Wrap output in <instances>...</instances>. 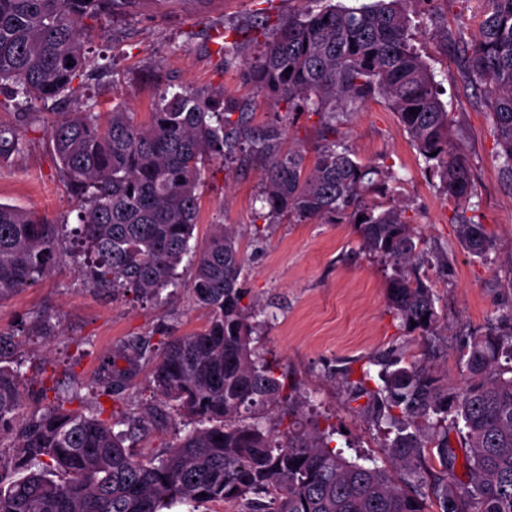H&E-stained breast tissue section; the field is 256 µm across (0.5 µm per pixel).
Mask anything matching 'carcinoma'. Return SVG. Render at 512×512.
Masks as SVG:
<instances>
[{"instance_id":"cac0c4a2","label":"carcinoma","mask_w":512,"mask_h":512,"mask_svg":"<svg viewBox=\"0 0 512 512\" xmlns=\"http://www.w3.org/2000/svg\"><path fill=\"white\" fill-rule=\"evenodd\" d=\"M409 2L328 5L290 16L244 63L242 77L290 110L301 102L333 134L342 113L383 99L439 178L444 199L464 207L460 242L485 261L494 240L475 218L480 201L468 159L451 140L437 83L412 44ZM485 2L477 32L461 29L457 40L492 114L496 160L512 175V0ZM134 6L0 0V89L7 91L0 108L31 125L43 120L48 102L81 99L77 80L99 67L84 48L85 20ZM224 38L217 54L228 66L238 38ZM97 107L87 99L47 121L60 176L78 201L75 227L0 203V302L50 271L66 233L79 242V272L92 288L158 300L177 286L187 263L207 323L156 348L135 338L113 349L96 385L118 397L145 359L151 387L169 410L146 409L133 428L162 426L174 413L189 430L159 457L138 459L125 447L131 431L115 430L102 403L71 408L81 400L77 382L23 413L26 373L15 335L0 330V433L15 439L13 457L0 459V512H163L177 504L194 512L204 502H241L245 512H426L429 496L439 512H512V332L490 328L471 338L460 351L467 376L460 389L400 353L371 360L380 385L367 386L366 369L353 388L356 397H369L373 420L386 425L385 461H351L331 446L334 429L307 430L297 420L294 387L254 345L264 321L239 286L245 258L235 231L213 224L191 245L205 164L239 153L256 157L265 165L262 217L270 224L347 219L361 249L391 263L390 310L428 336L438 323L436 295L420 274L421 238L404 206L390 199L393 174L361 162L334 137L310 158L287 144L280 123L251 128L244 108L222 92L165 91L146 122L121 102L106 114ZM25 148L15 127L0 124V159ZM277 404L281 417H291L280 436L264 416Z\"/></svg>"}]
</instances>
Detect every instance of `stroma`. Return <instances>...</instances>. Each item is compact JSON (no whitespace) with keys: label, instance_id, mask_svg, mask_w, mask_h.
Wrapping results in <instances>:
<instances>
[{"label":"stroma","instance_id":"stroma-1","mask_svg":"<svg viewBox=\"0 0 512 512\" xmlns=\"http://www.w3.org/2000/svg\"><path fill=\"white\" fill-rule=\"evenodd\" d=\"M308 5L309 0H137L128 15L88 22L84 41L92 55L104 57L105 67L84 76L83 93L101 111H110L118 100L142 120L163 92L220 89L225 100L246 106L251 126L280 122L292 139L315 152L321 143L317 116L272 103L245 83L240 71L272 28ZM408 9L413 44L439 84L453 138L469 160L481 220L495 239L489 261L461 246L455 204L442 199L436 178L382 100L345 113L340 136L361 161L397 174L393 196L405 206L427 255L448 257L447 268L432 262L422 268L439 297L432 341L405 330L393 315L386 301L392 269L360 253L354 225L285 219L270 224L258 218L253 199L263 187L260 159L208 163L199 189L196 237L205 238L218 222L234 226L246 256L239 285L274 315L259 332L258 349L310 393V403L302 407L308 422L335 426L333 443L351 460L384 454L383 432L363 414L352 388L373 356L403 347L407 356L460 387L466 381L459 365L463 343L490 326L512 331V176L499 167L490 113L469 83L464 50L455 41L459 28L477 30L484 3L410 0ZM228 28L248 31L249 39L236 63L225 68L215 53V35ZM21 133L25 151L0 159V202L60 223L77 203L53 161L48 134L40 124L22 126ZM36 314L50 317L56 335H28ZM206 321L186 285L162 303L87 286L65 248L48 275L0 302V329L15 332L17 357L40 366L26 387L28 413L40 406L38 391L62 385L69 375L87 383L98 379L103 356L117 345L136 336L157 343L198 330ZM181 429L175 418L166 427L138 432L129 450L138 458L157 457Z\"/></svg>","mask_w":512,"mask_h":512}]
</instances>
